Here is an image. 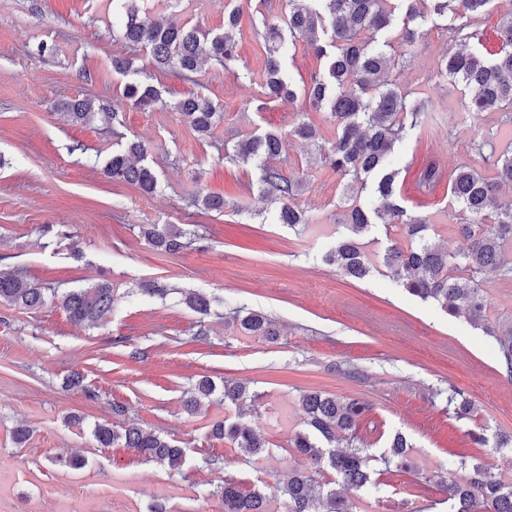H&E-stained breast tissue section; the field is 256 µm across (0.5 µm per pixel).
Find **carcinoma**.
Listing matches in <instances>:
<instances>
[{
    "label": "carcinoma",
    "mask_w": 512,
    "mask_h": 512,
    "mask_svg": "<svg viewBox=\"0 0 512 512\" xmlns=\"http://www.w3.org/2000/svg\"><path fill=\"white\" fill-rule=\"evenodd\" d=\"M122 18L121 37L135 48L146 50L150 65L157 71L176 69L194 74L203 62L227 63L236 58L234 29L240 15L229 12L224 18V33L210 34L198 26L156 20L152 11L137 0H117ZM405 5L399 46H412L418 32L412 24L424 16V9L443 16L461 12L465 23L451 33L452 50L444 57L438 72L464 83L469 90L465 102L468 114L501 112L500 125H512V14L500 22L497 35L500 50L488 61L466 50V41L477 36L484 7L490 0H400ZM284 23L292 38L300 37L321 57L329 58L328 76L314 81L304 90L306 104L312 110H326L336 126V137L324 152L323 161L336 174L351 177L347 188L361 193L366 189L365 177L373 178L369 204L348 196L346 226L351 235L344 237L323 255V260L336 266L344 276L362 280L374 269L359 238L373 226L372 218L399 228L407 243L393 239L385 249L383 263L399 284L411 295L430 301L451 316H463L481 325L496 337L501 362L512 377V320L491 324L486 316V299L481 288L483 276L494 271L512 280V201L502 200L498 192L512 187V140L498 146L494 139L473 146L489 165L488 177L473 165L463 162L446 171L432 162L422 167L416 177L419 191H432L448 181V193L459 205L456 217L460 247L450 252L432 239L433 225L410 215L397 189V172L391 156L395 144L403 138L407 126H416L420 113L408 110L410 93L392 81L387 74L403 62L404 53L397 52L393 42H378L377 34L392 22L390 0H287ZM264 94L270 99L294 98L296 93L283 76L284 37L275 24L266 26ZM329 40L334 51L320 44V36ZM112 68L124 78L125 101L142 110H151L162 102L160 90L149 82L146 70L129 57H116ZM173 110L199 137L206 138L224 118L221 106L209 97L196 93L177 101ZM62 115L73 124H87L96 116L95 101L75 99L61 106ZM290 135L301 140H315L316 127L305 120L295 124ZM284 149L281 135L267 132L237 142L225 158L232 161L254 159L259 163L261 191L280 203L277 220L294 227L310 224L309 218L294 202L298 181L272 163ZM147 154L140 141L129 142L125 149L112 153L103 172L109 179L134 185L146 194L154 193L156 175L141 164ZM192 207L205 212H223L224 197L202 191L191 197ZM141 235L154 249L177 255L192 243L195 232L179 224H144ZM58 299L69 321L78 326L94 327L105 323L112 314L115 291L108 282H95L86 287L71 288L62 293L48 290L16 271L0 270V302L34 309L44 304L47 295ZM184 303L192 310L207 314L210 300L201 293L182 292ZM241 332L246 336H262L273 340L278 332L271 320L257 311H236ZM216 385L203 376L186 392L184 409L193 413L201 400L210 398ZM258 394L242 382H224L222 400L226 405L243 408ZM305 415V429L296 433L291 444L294 453L305 458V464L288 474L280 491L287 512H353L351 501L327 490L316 495V475L325 467L336 473L344 490H358L370 482L368 443L360 432L372 405L362 399L338 398L322 392H309L299 398ZM237 419H219L212 423L211 437L230 441L248 459L257 462L268 453L269 442L258 431ZM92 435L99 446L109 448L122 443L141 456L179 470L185 451L161 433L137 423H127L117 430L110 423H96ZM343 444L335 451L332 445ZM405 435L395 434L386 464L398 469L407 467ZM454 502L455 512H512V482L505 481L476 466L460 479H450L442 487ZM224 512H270L267 496L260 489L245 492L232 477L224 478L221 490Z\"/></svg>",
    "instance_id": "obj_1"
}]
</instances>
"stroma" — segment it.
<instances>
[{"instance_id": "obj_1", "label": "stroma", "mask_w": 512, "mask_h": 512, "mask_svg": "<svg viewBox=\"0 0 512 512\" xmlns=\"http://www.w3.org/2000/svg\"><path fill=\"white\" fill-rule=\"evenodd\" d=\"M234 7L241 10L236 61L207 62L190 79L158 74L163 103L143 111L123 100L122 79L112 70L113 57L132 53L112 0H0V268L45 286L106 279L117 295L101 328L72 324L52 300L36 309L0 303V512H151L158 501L168 512H224L216 489L228 476L243 490H263L272 512H285L277 487L303 465L290 441L303 427L299 396L308 391L373 407L370 481L350 494L358 512H450L439 487L452 460L512 479V448L482 447L471 438L480 429L491 439L512 436V377L501 367L497 341L400 287L383 265V222L364 238L375 265L369 277H344L321 259L347 233L344 181L321 163L316 143L288 132L305 117L322 140L336 131L325 112L305 110L303 98L273 101L262 88L263 23L278 21L285 0H181L172 14L218 34ZM510 13L512 0H491L470 49L492 58L500 48L497 27ZM458 22L453 12L418 19L419 40L389 75L412 88L425 112L395 145L398 188L409 214L433 224L435 242L451 251L460 244L457 205L447 184L421 193L416 175L430 162L483 168L473 145L499 119L494 112L448 119L461 112L466 90L435 72ZM326 66L300 41L290 47L284 72L300 90L326 76ZM193 92L224 110L204 140L172 109ZM82 97L94 98L103 113L87 125L64 122L61 104ZM268 131L288 138L281 165L302 182L295 201L312 219L307 228L276 223L279 204L261 191L256 162L224 159L225 149ZM132 140L148 148L154 194L102 171ZM199 190L223 194V213L189 207ZM143 224H189L196 241L181 254L161 253L141 236ZM145 280L170 294H141L137 284ZM184 290L209 297L214 315L189 309ZM242 306L269 316L275 342L224 322ZM74 371L82 372L83 385L66 388ZM203 375L259 393L247 421L269 443L263 461L245 462L229 441L211 437V423L235 417L234 408L210 401L195 414L184 412L185 391ZM451 388L471 402V415L449 407ZM116 404L127 419L177 440L186 450L183 467L169 470L119 445L98 447L90 429L113 421ZM72 415L82 425L69 424ZM20 423L32 430L22 444L12 435ZM399 432L413 445V466L389 471L381 456ZM74 451L85 467L52 465Z\"/></svg>"}]
</instances>
